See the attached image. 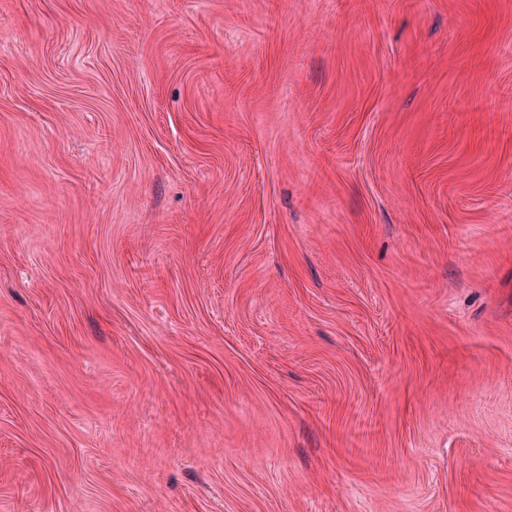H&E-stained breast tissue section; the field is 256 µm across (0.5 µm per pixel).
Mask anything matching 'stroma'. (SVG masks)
Listing matches in <instances>:
<instances>
[{
  "instance_id": "1",
  "label": "stroma",
  "mask_w": 512,
  "mask_h": 512,
  "mask_svg": "<svg viewBox=\"0 0 512 512\" xmlns=\"http://www.w3.org/2000/svg\"><path fill=\"white\" fill-rule=\"evenodd\" d=\"M0 512H512V0H0Z\"/></svg>"
}]
</instances>
